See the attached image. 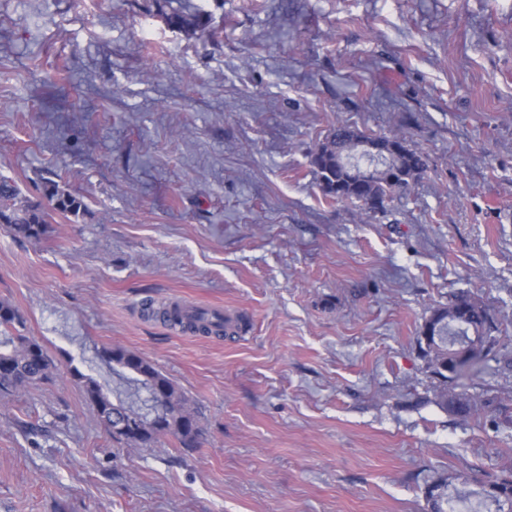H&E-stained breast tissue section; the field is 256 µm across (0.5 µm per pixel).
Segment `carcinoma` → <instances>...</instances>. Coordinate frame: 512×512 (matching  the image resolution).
<instances>
[{
    "label": "carcinoma",
    "instance_id": "carcinoma-1",
    "mask_svg": "<svg viewBox=\"0 0 512 512\" xmlns=\"http://www.w3.org/2000/svg\"><path fill=\"white\" fill-rule=\"evenodd\" d=\"M167 23L193 35L208 25V20L191 12H174L167 16ZM364 134L348 124L338 122L325 140L311 155V165L315 169L322 191L336 199L359 203L369 214L382 211L386 204L408 195L415 183L427 169L424 154L404 145L402 153L390 161L386 156L368 157L352 154L354 141ZM375 168V174L360 180L354 170L362 165ZM44 193L55 203V208L63 213L76 214L83 208L80 198L60 189L58 182L43 181ZM0 224L7 225L14 235L29 240H39L47 232L45 213L39 208L19 198L14 186L0 181ZM169 320L183 329L202 334H220L226 322L218 316H208L204 312L183 313L175 307L169 313ZM426 322L442 326L448 349L439 362H448L455 355L456 348L465 344L472 336L489 337L486 358L462 364L452 371L448 379L440 382L436 393L437 404L451 411L460 419L472 416L474 404L469 394L461 389L463 381L483 373L487 357H496L499 340L492 335L496 325L488 307L477 297L461 293L452 297L448 304L435 309ZM24 317L12 306L0 303V392L10 393L19 387L47 380L55 368L53 360L44 346L24 334ZM104 360L113 368L132 373L129 381L145 392L142 406L134 407L117 400V411L139 412L145 408L156 412L162 426L154 433L130 428L123 433H114L112 438L130 447L150 448L162 437H172L184 448H195L200 430L197 423L187 427L180 420L188 414L184 394L150 361L121 347L105 348ZM89 404L98 417H103L102 386L92 378H84ZM500 486L504 494L488 496L485 491L477 492L478 501L484 505H495V512H512V470L509 474L492 480Z\"/></svg>",
    "mask_w": 512,
    "mask_h": 512
}]
</instances>
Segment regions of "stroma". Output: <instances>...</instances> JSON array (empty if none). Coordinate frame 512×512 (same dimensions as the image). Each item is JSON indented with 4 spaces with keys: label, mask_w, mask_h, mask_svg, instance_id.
Segmentation results:
<instances>
[{
    "label": "stroma",
    "mask_w": 512,
    "mask_h": 512,
    "mask_svg": "<svg viewBox=\"0 0 512 512\" xmlns=\"http://www.w3.org/2000/svg\"><path fill=\"white\" fill-rule=\"evenodd\" d=\"M507 31L512 0H0V179L48 215L37 241L0 224V301L55 363L0 394V512H427L433 480L512 466L483 406L512 399ZM339 120L425 153L385 212L322 192ZM462 290L501 355L465 422L417 342ZM175 302L234 327L144 311ZM116 346L189 398L200 447L112 439L82 379L125 389ZM167 23L188 35H193L197 31L204 30L208 25V20L198 13L181 11L167 16ZM43 191L55 203V208L63 213L77 214L83 208L80 198L60 189L58 182L43 178ZM164 315H166V320H168L169 317V320L173 324L183 326V330L199 332L202 334L220 335L221 332H224L227 322L225 319L223 321L219 316L209 317L204 312H186V314H184L177 307L172 309L169 316L167 311L164 312Z\"/></svg>",
    "instance_id": "35a3bbf8"
}]
</instances>
